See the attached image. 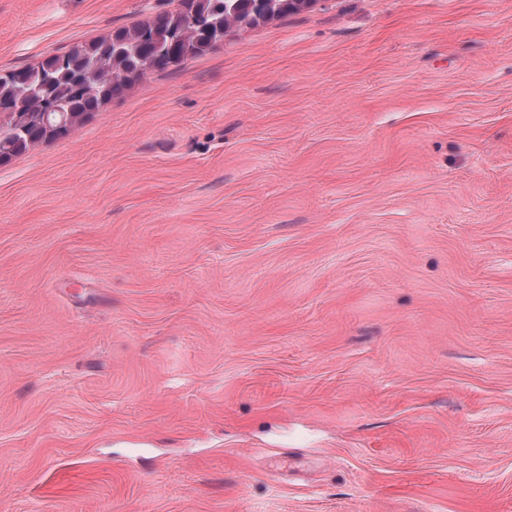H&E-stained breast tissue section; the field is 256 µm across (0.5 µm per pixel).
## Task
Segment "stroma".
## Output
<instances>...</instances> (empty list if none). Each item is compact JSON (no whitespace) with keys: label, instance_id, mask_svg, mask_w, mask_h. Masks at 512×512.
<instances>
[{"label":"stroma","instance_id":"1","mask_svg":"<svg viewBox=\"0 0 512 512\" xmlns=\"http://www.w3.org/2000/svg\"><path fill=\"white\" fill-rule=\"evenodd\" d=\"M179 0H0V71ZM0 512H512V0H312L0 165Z\"/></svg>","mask_w":512,"mask_h":512}]
</instances>
